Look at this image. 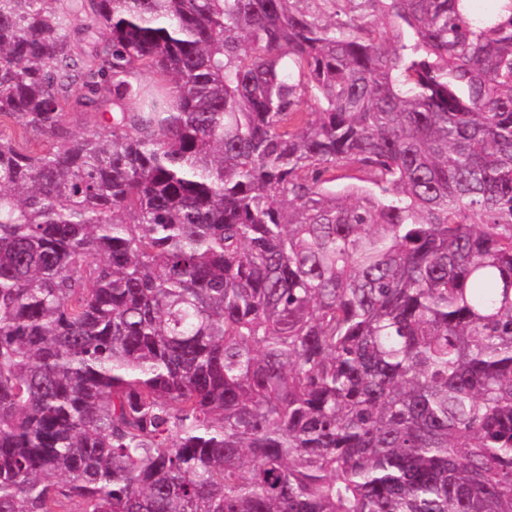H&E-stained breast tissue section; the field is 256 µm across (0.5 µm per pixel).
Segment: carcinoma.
I'll return each instance as SVG.
<instances>
[{
  "instance_id": "carcinoma-1",
  "label": "carcinoma",
  "mask_w": 512,
  "mask_h": 512,
  "mask_svg": "<svg viewBox=\"0 0 512 512\" xmlns=\"http://www.w3.org/2000/svg\"><path fill=\"white\" fill-rule=\"evenodd\" d=\"M474 2L0 0V512H512Z\"/></svg>"
}]
</instances>
